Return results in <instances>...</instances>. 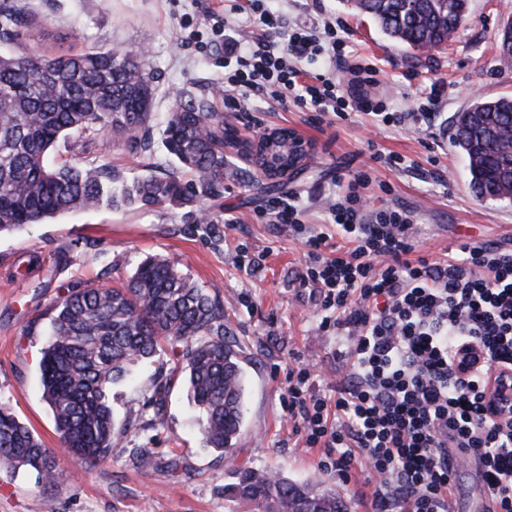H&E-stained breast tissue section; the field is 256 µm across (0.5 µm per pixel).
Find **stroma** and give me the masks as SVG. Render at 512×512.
<instances>
[{"mask_svg":"<svg viewBox=\"0 0 512 512\" xmlns=\"http://www.w3.org/2000/svg\"><path fill=\"white\" fill-rule=\"evenodd\" d=\"M14 2L35 21L22 32L26 48L53 55L95 46L145 50L157 85L158 121L174 110L176 98L191 97L223 113L243 137L290 128L310 143L315 159L269 180L254 178L253 166L236 156L237 179L190 202L77 211L0 236V403L46 447L62 449L40 386L46 312L73 282L96 279L104 264L112 266L109 284L117 285L146 256L177 262L223 302L228 336L246 359L247 379L245 424L228 458L203 448L182 378L171 384L163 424L149 427L143 402L154 376L171 369L167 355L156 356L134 381L112 389L123 451L96 463L68 459L69 478L54 486L41 484L30 468L1 470L0 512H237L230 487L241 469L277 472L298 483L316 480L338 492L348 512H371L373 489L364 473L355 469L341 477L321 470V449L304 447L288 414V376L298 364L315 367V387L323 393L346 372L341 336L321 329L320 310L299 286L302 234L324 231L328 202L343 194L349 175L369 165L376 152L399 155L403 163L379 167L364 194L371 208L397 205L412 212L417 251L439 258L465 236L512 246V203L474 195L468 161L450 137L456 113L474 97L512 95V63L501 61L498 50L512 0H471L466 25L446 46L428 52L389 41L342 0H272L281 40L303 26H335L348 52L380 69L390 111L429 113L418 130L355 111L333 125H318L296 105L283 108L258 97L242 111H225L213 93L224 80V46L199 18L208 9L223 12L241 37L250 38L255 25L248 0ZM153 139L148 157L101 140L89 156L128 178L175 168L161 134ZM288 193L298 197L303 231L259 218L268 199ZM31 254L39 256L40 267L29 277L15 276L18 259ZM246 260L253 261L252 270L242 269ZM138 448L150 449L152 466L135 462ZM175 459L187 472L179 480L170 471Z\"/></svg>","mask_w":512,"mask_h":512,"instance_id":"obj_1","label":"stroma"}]
</instances>
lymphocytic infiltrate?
Wrapping results in <instances>:
<instances>
[{
  "instance_id": "1",
  "label": "lymphocytic infiltrate",
  "mask_w": 512,
  "mask_h": 512,
  "mask_svg": "<svg viewBox=\"0 0 512 512\" xmlns=\"http://www.w3.org/2000/svg\"><path fill=\"white\" fill-rule=\"evenodd\" d=\"M250 2L260 32L224 74L225 110L262 95L318 123L352 110L386 124L428 120L386 111L375 71L354 63L344 42L332 43L325 72L292 67L319 56L320 41L300 30L280 43L278 15L267 0ZM371 179V170L355 172L328 206L348 249L321 232L302 242L299 285L317 299L321 328L344 336L347 374L327 397L297 367L288 381L294 427L306 447L326 449L321 469L365 471L374 512H452L456 473L471 461L496 512H512V420L488 416L484 388L492 375L512 385V247L463 241L441 259L420 254L403 210H368L362 190Z\"/></svg>"
}]
</instances>
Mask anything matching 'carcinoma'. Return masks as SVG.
<instances>
[{
	"label": "carcinoma",
	"mask_w": 512,
	"mask_h": 512,
	"mask_svg": "<svg viewBox=\"0 0 512 512\" xmlns=\"http://www.w3.org/2000/svg\"><path fill=\"white\" fill-rule=\"evenodd\" d=\"M470 0H353L388 37L419 49L447 43L470 14ZM26 14L0 6V39L12 40ZM154 77L145 54L120 48L46 57L21 48L0 54V234L75 210L162 206L187 200L237 176L226 149L242 150L236 130L198 101L177 103L165 147L178 166L163 177L127 179L95 160L56 163L63 144L82 150L106 135L112 145L146 152L151 144ZM454 146L468 160L473 193L512 201L503 173L512 164V96L476 97L453 124ZM48 340L40 362L43 397L68 451L104 461L119 448L112 387L165 348L173 374L184 375L198 412L203 447L233 453L245 415V373L226 337L224 308L163 257L142 260L119 287L75 282L48 310ZM172 374H158L143 413L162 424ZM35 469L46 485L63 481L56 454L0 406V468ZM230 491L242 512H347L335 492H319L267 472L243 469Z\"/></svg>",
	"instance_id": "1"
}]
</instances>
